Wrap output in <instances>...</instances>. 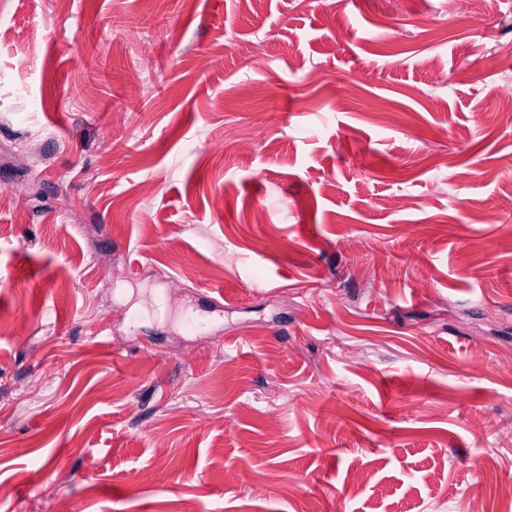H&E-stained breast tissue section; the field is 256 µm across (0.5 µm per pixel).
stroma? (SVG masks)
Returning <instances> with one entry per match:
<instances>
[{
    "instance_id": "obj_1",
    "label": "stroma",
    "mask_w": 512,
    "mask_h": 512,
    "mask_svg": "<svg viewBox=\"0 0 512 512\" xmlns=\"http://www.w3.org/2000/svg\"><path fill=\"white\" fill-rule=\"evenodd\" d=\"M511 94L512 0H0V512H512Z\"/></svg>"
}]
</instances>
